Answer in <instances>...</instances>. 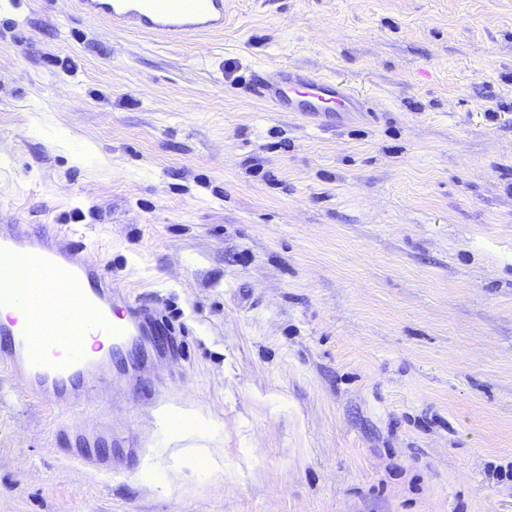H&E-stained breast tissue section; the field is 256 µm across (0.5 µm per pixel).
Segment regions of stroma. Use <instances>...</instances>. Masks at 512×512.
Returning <instances> with one entry per match:
<instances>
[{
	"instance_id": "stroma-1",
	"label": "stroma",
	"mask_w": 512,
	"mask_h": 512,
	"mask_svg": "<svg viewBox=\"0 0 512 512\" xmlns=\"http://www.w3.org/2000/svg\"><path fill=\"white\" fill-rule=\"evenodd\" d=\"M0 0V209L184 334L177 405L0 370V512H512V0H224L180 42ZM368 110L275 112L252 70ZM112 422L100 472L58 426Z\"/></svg>"
}]
</instances>
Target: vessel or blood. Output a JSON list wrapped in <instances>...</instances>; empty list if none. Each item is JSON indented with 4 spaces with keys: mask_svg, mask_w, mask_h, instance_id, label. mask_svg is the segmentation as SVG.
<instances>
[{
    "mask_svg": "<svg viewBox=\"0 0 512 512\" xmlns=\"http://www.w3.org/2000/svg\"><path fill=\"white\" fill-rule=\"evenodd\" d=\"M78 6L86 17L112 28L174 42L224 28V0H78ZM250 87L276 111L321 121L337 112L361 109L358 97L335 78L301 68L284 67L270 78L254 74ZM0 257H21L32 267H56L61 278L36 296L26 289H0V303L19 311L0 321V368L20 379L32 397L80 408L112 390L107 355L89 354L83 343L66 344L57 338L56 310L61 302L71 304L69 322L77 333L107 334L114 350L129 336L173 333L172 324L153 307L132 303L125 288L102 273L86 245L72 234L57 230L36 235L0 212ZM100 437L97 431L81 434L71 444L78 460L104 470L108 464L95 450Z\"/></svg>",
    "mask_w": 512,
    "mask_h": 512,
    "instance_id": "1",
    "label": "vessel or blood"
}]
</instances>
